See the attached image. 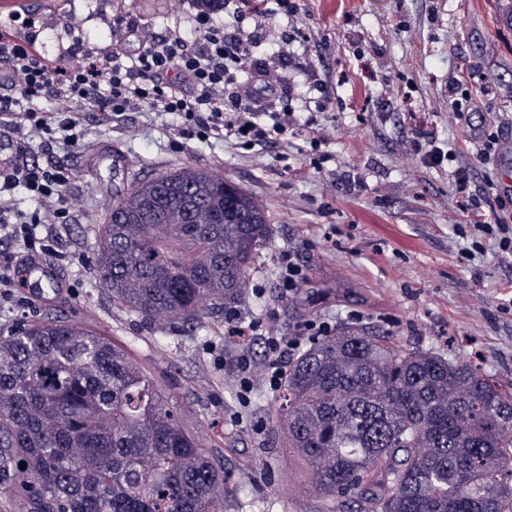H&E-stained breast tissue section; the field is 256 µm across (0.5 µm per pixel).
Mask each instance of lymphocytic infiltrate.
I'll list each match as a JSON object with an SVG mask.
<instances>
[{"label":"lymphocytic infiltrate","mask_w":512,"mask_h":512,"mask_svg":"<svg viewBox=\"0 0 512 512\" xmlns=\"http://www.w3.org/2000/svg\"><path fill=\"white\" fill-rule=\"evenodd\" d=\"M250 35L227 31L223 10L202 0H190V11L157 32L135 24L129 15L113 13L112 50L99 55L86 49L79 65L67 66L51 57L32 55L25 48L0 41V127L20 141L37 144L41 158L21 151L16 162L0 168V244L20 245V253H0V308L16 293L17 266L24 257L54 250L57 225L71 212L68 188L72 169L56 159L57 145L80 146L88 121L108 127L127 126L133 117L147 115L164 133L185 140L229 141L232 145H286L299 127L297 113L277 110L272 99L279 82L277 69L291 54L293 37L281 35L263 61H252ZM246 81H238L239 71ZM179 125H171L170 116ZM462 138L457 149L443 151L434 132L414 131L413 145L431 165L455 163L454 179L463 201L459 210L473 236L460 252L471 260L483 251L485 239L495 240L503 256H512V202L496 194V184L484 177L481 190L470 191V176L483 168L496 150L498 137L486 135L479 148ZM24 188L32 209H19L13 199ZM330 324L304 321L291 339L274 335L270 322L258 319L239 327L228 320L229 336L263 339L267 361L263 376L270 390H278L286 375L284 356L313 336H326Z\"/></svg>","instance_id":"1"}]
</instances>
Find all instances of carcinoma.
<instances>
[{
	"label": "carcinoma",
	"mask_w": 512,
	"mask_h": 512,
	"mask_svg": "<svg viewBox=\"0 0 512 512\" xmlns=\"http://www.w3.org/2000/svg\"><path fill=\"white\" fill-rule=\"evenodd\" d=\"M271 240L255 196L187 165L112 197L94 271L125 312L189 334L242 300ZM270 412L329 512H512V393L467 361L342 327L292 357ZM2 472L38 512H212L224 483L166 389L63 316L0 335Z\"/></svg>",
	"instance_id": "carcinoma-1"
}]
</instances>
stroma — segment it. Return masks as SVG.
<instances>
[{"mask_svg":"<svg viewBox=\"0 0 512 512\" xmlns=\"http://www.w3.org/2000/svg\"><path fill=\"white\" fill-rule=\"evenodd\" d=\"M308 39L294 48L332 92L287 66L276 109L312 113L329 139L292 138L288 150L234 149L213 139L181 150L146 116L133 127L90 125L80 148L57 158L78 173L71 223L58 226L70 259L56 267L67 285L57 300L17 294L0 312L4 333L57 313L127 343L136 363L165 386L182 422L224 462L214 493L219 512H328L313 480L293 481L295 463L269 413L274 391L260 373V339L250 343L256 371L248 407L238 403L233 362L238 343L225 317L188 336L162 322L142 324L114 305L93 271L96 224L122 181L97 169V151L123 153L134 172L183 165L214 167L266 206L273 240L246 277L237 309L242 323L275 313L278 335L295 336L302 320L388 335L399 344L480 362L512 392V258L494 245L469 262L456 232L451 166L434 167L410 149L415 127L435 130L449 148L459 135L446 83L473 77L484 94L471 116L476 135L512 138V33L494 31L482 0H298ZM294 252L308 279L292 300L280 299L277 258Z\"/></svg>","mask_w":512,"mask_h":512,"instance_id":"1","label":"stroma"}]
</instances>
